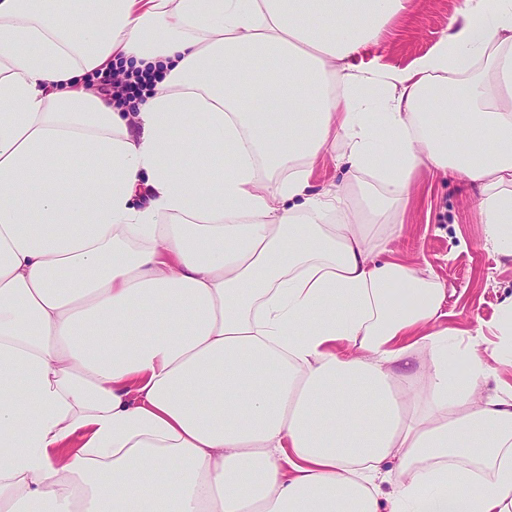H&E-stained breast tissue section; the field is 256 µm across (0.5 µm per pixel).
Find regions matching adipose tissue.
Segmentation results:
<instances>
[{
    "mask_svg": "<svg viewBox=\"0 0 512 512\" xmlns=\"http://www.w3.org/2000/svg\"><path fill=\"white\" fill-rule=\"evenodd\" d=\"M79 2L0 0V512H512V397L391 247L425 168L512 257V0L400 71L350 60L410 0ZM99 77L100 90L112 97L118 106L126 105V107L135 104L136 100L144 101L143 91L148 90L154 81V76L150 73L137 75L135 81L132 82L128 79L124 83L114 81L110 74L99 75ZM342 150L343 144L339 142H336V149L331 145L324 149L315 166L311 182L314 187L313 190H319L342 179L343 172L336 167V160L334 159L335 155H339Z\"/></svg>",
    "mask_w": 512,
    "mask_h": 512,
    "instance_id": "1",
    "label": "adipose tissue"
}]
</instances>
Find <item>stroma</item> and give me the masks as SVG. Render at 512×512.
<instances>
[{"label": "stroma", "mask_w": 512, "mask_h": 512, "mask_svg": "<svg viewBox=\"0 0 512 512\" xmlns=\"http://www.w3.org/2000/svg\"><path fill=\"white\" fill-rule=\"evenodd\" d=\"M458 5L459 0H412L388 34L358 56V64L409 67L438 42ZM478 197L468 184L420 170L393 248L400 260L429 268L442 284L445 315L439 324L448 328L451 343L487 357L502 342L498 320L512 302V259L486 245Z\"/></svg>", "instance_id": "1"}]
</instances>
